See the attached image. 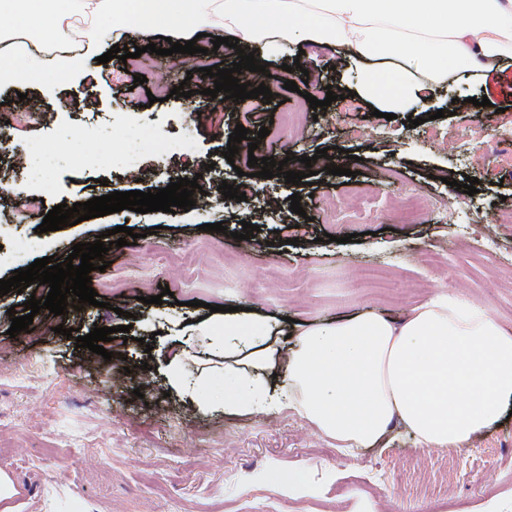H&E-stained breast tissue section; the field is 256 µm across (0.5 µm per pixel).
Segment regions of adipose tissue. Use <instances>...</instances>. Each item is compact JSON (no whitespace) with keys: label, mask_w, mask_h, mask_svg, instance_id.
Here are the masks:
<instances>
[{"label":"adipose tissue","mask_w":512,"mask_h":512,"mask_svg":"<svg viewBox=\"0 0 512 512\" xmlns=\"http://www.w3.org/2000/svg\"><path fill=\"white\" fill-rule=\"evenodd\" d=\"M171 20L189 30H221L243 44L308 42L351 47L366 66L361 94L400 110L448 70L512 65V0H0V17L42 38L64 30L90 44L102 25ZM224 358L244 361L224 374V411L263 403L290 408L341 448H368L401 419L426 447H458L512 406V332L480 305L439 296L399 323L366 312L333 325L302 327L290 358L273 342L267 317L228 312ZM285 369L279 385L270 373Z\"/></svg>","instance_id":"1"}]
</instances>
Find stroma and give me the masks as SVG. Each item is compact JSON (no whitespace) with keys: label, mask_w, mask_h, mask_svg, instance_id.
I'll return each mask as SVG.
<instances>
[{"label":"stroma","mask_w":512,"mask_h":512,"mask_svg":"<svg viewBox=\"0 0 512 512\" xmlns=\"http://www.w3.org/2000/svg\"><path fill=\"white\" fill-rule=\"evenodd\" d=\"M215 32L194 38L158 23L151 40L195 41L212 65L232 68L237 55L215 46ZM127 31L105 28L88 47L65 35L42 44L37 28L0 27V46L37 47L52 71L57 53L80 57L82 67L50 84L0 80V279L37 259L65 258L77 243L117 226L134 229L135 244L111 248L105 271L92 283L113 282L97 305L54 315L41 310L29 331L8 336L12 315L28 298L45 299L48 286L0 297V470L20 490L16 512H512V415L471 437L464 449L423 448L407 427L393 422L369 448H340L306 418L289 409L258 408L248 415L224 411V365L210 357L201 320L210 306L252 309L279 321L283 352H290L297 324L336 322L363 312L397 321L419 303L457 295L486 307L512 331V226L494 224L512 208V95L493 90L491 69L479 76L452 70L427 101H409L396 119L372 115L355 97L362 67L345 48L291 47L274 59L255 50L270 72L273 93L247 124L268 127L255 157H272L287 170H315L313 185L254 177L253 166L234 171L223 156L240 118L236 106L208 96L213 80L187 77L170 57L142 53L136 73L114 59L99 63ZM146 84H135V74ZM185 86L190 98L149 103L156 78ZM299 92L286 90V80ZM350 97L325 104L328 88ZM323 100L311 108L308 99ZM487 97L488 106L476 100ZM305 117L302 134L280 124L283 112ZM444 117H437V110ZM43 113V121L13 125V112ZM423 118L408 127V116ZM365 134L353 140L351 126ZM451 133L448 149L433 148L422 130ZM66 140L72 154H101L126 147L139 169L49 163L34 148ZM359 153L343 160L334 176L315 160L316 150ZM312 165H304V158ZM201 176L209 196L194 208L146 214L123 210L58 231L37 233L45 211L86 202L114 191L157 190L181 178ZM453 177L446 185L445 177ZM480 181L474 195L455 186ZM248 186L238 201L223 197L222 183ZM424 193L429 206L408 223L390 198L401 187ZM44 199L33 213L28 194ZM300 194L303 214L292 213ZM371 195L370 212L349 224L356 243L323 242L329 202ZM258 225L249 240L234 239L242 222ZM222 223L223 232L212 231ZM287 224L303 228L299 241L282 243ZM169 295H161V286ZM162 304H153V296ZM133 314L123 334L126 314ZM87 335L93 326L113 328L111 360L77 347L55 326ZM181 353L182 387L169 382V363ZM142 396H135V389ZM297 476L286 486L285 475Z\"/></svg>","instance_id":"stroma-1"}]
</instances>
